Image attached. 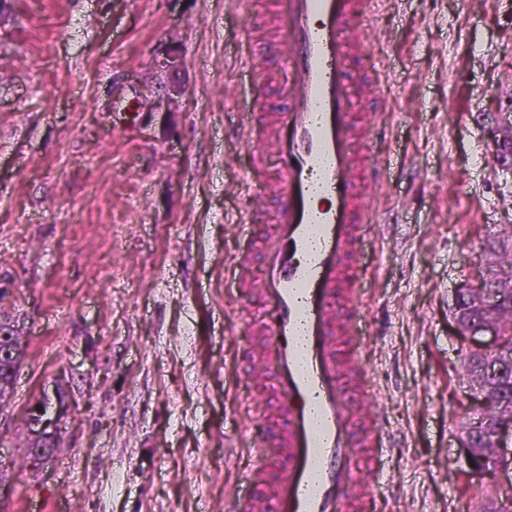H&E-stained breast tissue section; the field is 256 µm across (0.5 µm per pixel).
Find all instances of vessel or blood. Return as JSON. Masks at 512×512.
Masks as SVG:
<instances>
[{
	"label": "vessel or blood",
	"instance_id": "1",
	"mask_svg": "<svg viewBox=\"0 0 512 512\" xmlns=\"http://www.w3.org/2000/svg\"><path fill=\"white\" fill-rule=\"evenodd\" d=\"M270 10L271 50L291 75L287 106L243 132L277 155L275 222L252 239L260 276L238 279L237 288L270 313L264 352L251 366L270 376L280 422L254 432L251 443L260 458L277 450L270 512H342L350 489L372 477L355 467V448L390 444L380 419L356 437L343 375L352 369L365 384L368 372L336 352L338 340L355 342L366 323L358 282L346 272L371 218V201L357 188L381 176L379 164L360 158L349 81L364 0H271Z\"/></svg>",
	"mask_w": 512,
	"mask_h": 512
}]
</instances>
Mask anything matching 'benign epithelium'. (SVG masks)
Segmentation results:
<instances>
[{"mask_svg": "<svg viewBox=\"0 0 512 512\" xmlns=\"http://www.w3.org/2000/svg\"><path fill=\"white\" fill-rule=\"evenodd\" d=\"M512 307V290L502 286L497 278L476 268L472 279L457 292L451 309L455 327L461 335L464 365L476 366L469 378L474 400L482 410L460 425L468 428L459 435L460 446L467 449L464 467L459 476L466 487L472 486V477L485 472L501 471L512 474V393L501 394L497 402L489 399L490 387L482 382L488 377L497 379L508 371L502 353L512 342L501 323L490 312L501 303ZM26 356V345L18 344L16 326L0 323V387L13 391L17 373ZM66 399L62 381H53V391L41 392L37 404L29 411L26 429L30 440L27 450L29 466L41 469L56 451L55 435L62 420L61 408ZM499 408L504 417L491 420L486 417Z\"/></svg>", "mask_w": 512, "mask_h": 512, "instance_id": "obj_1", "label": "benign epithelium"}]
</instances>
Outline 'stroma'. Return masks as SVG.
Returning <instances> with one entry per match:
<instances>
[{
  "label": "stroma",
  "instance_id": "obj_1",
  "mask_svg": "<svg viewBox=\"0 0 512 512\" xmlns=\"http://www.w3.org/2000/svg\"><path fill=\"white\" fill-rule=\"evenodd\" d=\"M364 64L389 119L364 149L383 165L356 257L374 395L395 444L374 493L384 512H483L503 476L458 479L453 292L512 234V174L496 155L512 114V0H366ZM254 0H0V321L27 356L0 404L17 476L0 512H223L256 464L250 430L274 415L268 375H243L258 299L232 285L258 253L250 196L275 208L277 156L252 167L234 130L284 109L288 75L260 51ZM169 70H162V63ZM63 377L56 455L26 469L25 418Z\"/></svg>",
  "mask_w": 512,
  "mask_h": 512
}]
</instances>
